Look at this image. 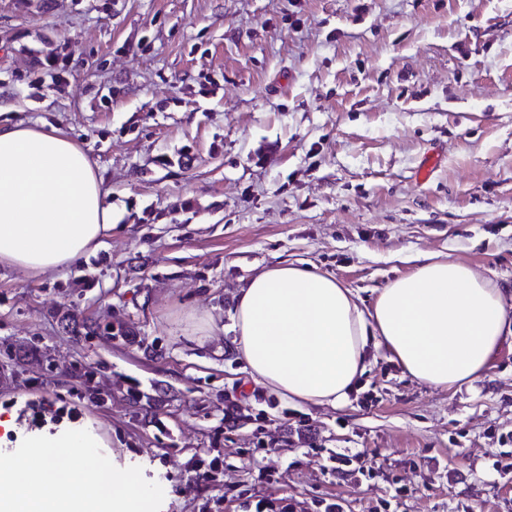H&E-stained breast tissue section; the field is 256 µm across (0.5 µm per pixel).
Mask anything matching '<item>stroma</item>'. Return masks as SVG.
I'll return each instance as SVG.
<instances>
[{
	"instance_id": "1",
	"label": "stroma",
	"mask_w": 512,
	"mask_h": 512,
	"mask_svg": "<svg viewBox=\"0 0 512 512\" xmlns=\"http://www.w3.org/2000/svg\"><path fill=\"white\" fill-rule=\"evenodd\" d=\"M0 122L80 144L114 224L65 268L0 266V452L37 405L160 512H512V336L450 390L374 347L316 407L232 329L278 262L366 307L423 253L512 294V0H0Z\"/></svg>"
}]
</instances>
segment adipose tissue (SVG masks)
Returning <instances> with one entry per match:
<instances>
[{
	"label": "adipose tissue",
	"mask_w": 512,
	"mask_h": 512,
	"mask_svg": "<svg viewBox=\"0 0 512 512\" xmlns=\"http://www.w3.org/2000/svg\"><path fill=\"white\" fill-rule=\"evenodd\" d=\"M102 182L59 129L0 127V265L41 274L84 256L112 228ZM238 352L251 377L313 406L347 400L379 339L414 380L477 381L512 314L499 288L466 264L425 254L377 291L371 308L335 277L277 263L239 289Z\"/></svg>",
	"instance_id": "1"
}]
</instances>
